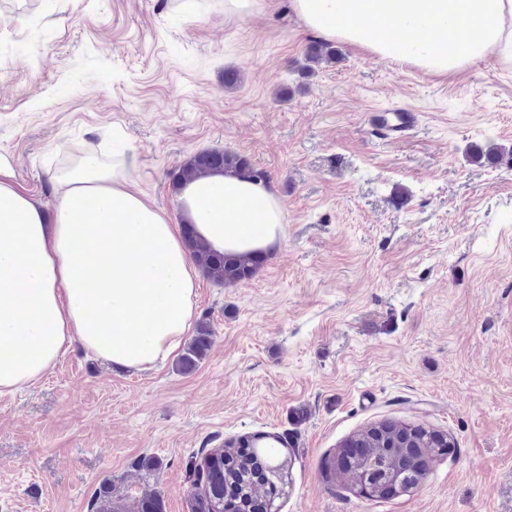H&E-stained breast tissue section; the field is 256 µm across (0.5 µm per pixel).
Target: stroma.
Returning <instances> with one entry per match:
<instances>
[{"instance_id":"35a3bbf8","label":"stroma","mask_w":512,"mask_h":512,"mask_svg":"<svg viewBox=\"0 0 512 512\" xmlns=\"http://www.w3.org/2000/svg\"><path fill=\"white\" fill-rule=\"evenodd\" d=\"M316 40L290 0L246 17L224 0H0V164L46 215L94 154L181 224L174 175L206 150L248 158L284 212L254 279L198 277L195 369L132 372L76 345L0 397V512H88L105 484L190 512V465L254 432L288 438L277 512H512V65L444 77L341 43L305 78ZM405 107L401 136L372 121ZM384 420L454 448L370 500L330 461ZM211 336L207 327H201L197 335L189 342L185 353L182 355L181 364L187 370H192L205 356Z\"/></svg>"}]
</instances>
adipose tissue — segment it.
Returning a JSON list of instances; mask_svg holds the SVG:
<instances>
[{
    "label": "adipose tissue",
    "instance_id": "adipose-tissue-1",
    "mask_svg": "<svg viewBox=\"0 0 512 512\" xmlns=\"http://www.w3.org/2000/svg\"><path fill=\"white\" fill-rule=\"evenodd\" d=\"M304 26L381 60L448 75L512 63V0H293ZM466 21L457 27L449 11ZM53 218L0 178V396L39 381L73 343L135 371L166 361L193 315L195 267L164 213L119 164L79 159ZM180 207L208 246L273 250L284 214L262 182L231 173L182 185Z\"/></svg>",
    "mask_w": 512,
    "mask_h": 512
}]
</instances>
